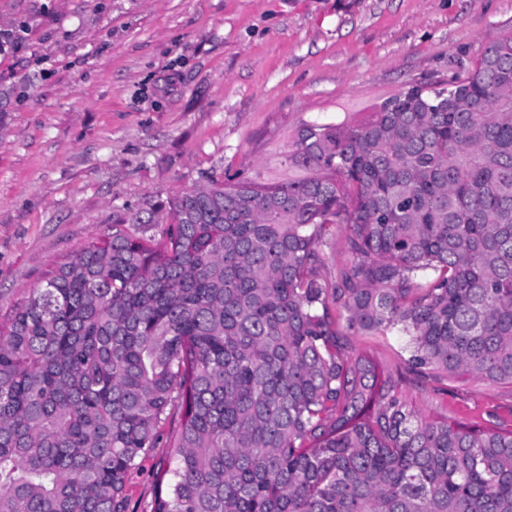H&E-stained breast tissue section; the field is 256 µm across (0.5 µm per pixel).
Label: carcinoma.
<instances>
[{
	"mask_svg": "<svg viewBox=\"0 0 512 512\" xmlns=\"http://www.w3.org/2000/svg\"><path fill=\"white\" fill-rule=\"evenodd\" d=\"M277 161L116 222L0 322V512H128L173 418L151 512H512V430L426 421L343 343L512 384V30ZM350 352L365 354L377 360L386 370L395 371L408 357L404 345L405 340L397 335L357 334L349 336Z\"/></svg>",
	"mask_w": 512,
	"mask_h": 512,
	"instance_id": "obj_1",
	"label": "carcinoma"
}]
</instances>
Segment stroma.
<instances>
[{
  "label": "stroma",
  "instance_id": "stroma-1",
  "mask_svg": "<svg viewBox=\"0 0 512 512\" xmlns=\"http://www.w3.org/2000/svg\"><path fill=\"white\" fill-rule=\"evenodd\" d=\"M512 0H0V313L201 173L274 169L304 121L447 79ZM397 335L357 334L387 369ZM427 414L512 428V385L414 377ZM174 426L127 485L150 512Z\"/></svg>",
  "mask_w": 512,
  "mask_h": 512
}]
</instances>
